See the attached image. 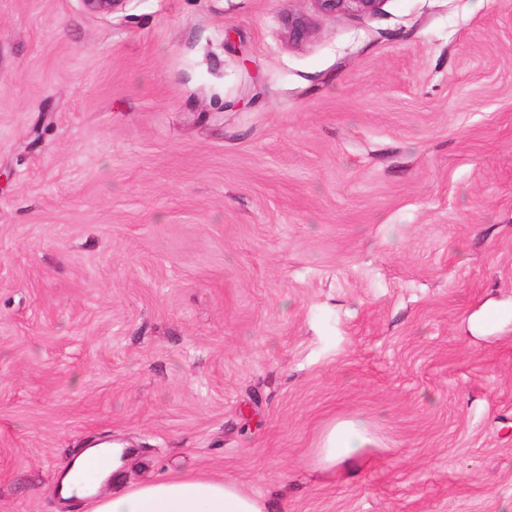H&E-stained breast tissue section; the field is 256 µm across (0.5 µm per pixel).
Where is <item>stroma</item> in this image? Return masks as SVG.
<instances>
[{"mask_svg":"<svg viewBox=\"0 0 512 512\" xmlns=\"http://www.w3.org/2000/svg\"><path fill=\"white\" fill-rule=\"evenodd\" d=\"M98 439L124 490L512 512V0H0V512H92ZM317 12L332 15L339 12H349L357 15L377 13L384 0H311ZM371 443L365 423H344L335 426L322 448V461L328 469L336 464L358 457Z\"/></svg>","mask_w":512,"mask_h":512,"instance_id":"1","label":"stroma"}]
</instances>
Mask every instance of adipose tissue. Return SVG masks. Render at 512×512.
Segmentation results:
<instances>
[{
	"mask_svg": "<svg viewBox=\"0 0 512 512\" xmlns=\"http://www.w3.org/2000/svg\"><path fill=\"white\" fill-rule=\"evenodd\" d=\"M370 444L365 423H344L334 427L322 448L327 468L360 456ZM87 454L72 458L62 480L77 497L93 495V512H269L265 497L244 491L237 484L203 477L167 475L123 491L104 488L111 470L100 473L92 486L77 485Z\"/></svg>",
	"mask_w": 512,
	"mask_h": 512,
	"instance_id": "adipose-tissue-1",
	"label": "adipose tissue"
}]
</instances>
